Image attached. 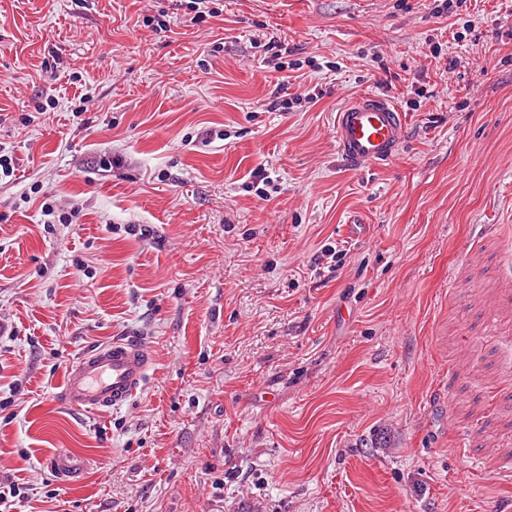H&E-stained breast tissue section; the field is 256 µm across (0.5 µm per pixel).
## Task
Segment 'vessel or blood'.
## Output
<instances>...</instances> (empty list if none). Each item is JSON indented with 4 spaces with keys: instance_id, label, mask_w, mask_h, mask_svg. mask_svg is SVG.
<instances>
[{
    "instance_id": "vessel-or-blood-1",
    "label": "vessel or blood",
    "mask_w": 512,
    "mask_h": 512,
    "mask_svg": "<svg viewBox=\"0 0 512 512\" xmlns=\"http://www.w3.org/2000/svg\"><path fill=\"white\" fill-rule=\"evenodd\" d=\"M402 112L389 99L367 93L344 103L336 113V141L342 158L361 170L394 158L404 140ZM154 364L152 347L118 339L86 351L70 364L58 396L68 408L101 412L124 406L145 388ZM62 481L78 477L82 457L59 452L45 461Z\"/></svg>"
}]
</instances>
